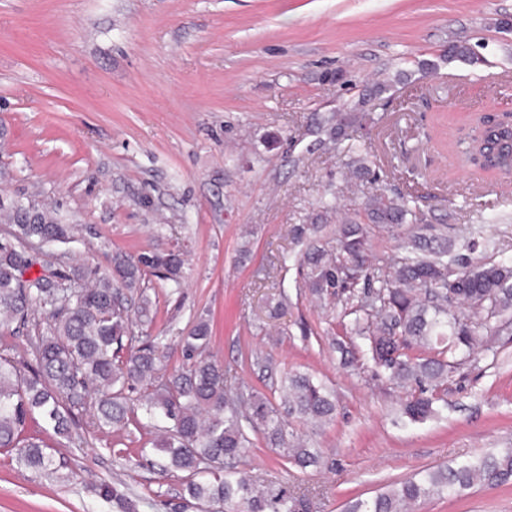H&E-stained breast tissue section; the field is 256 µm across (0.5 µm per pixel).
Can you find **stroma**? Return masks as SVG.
Instances as JSON below:
<instances>
[{"instance_id":"35a3bbf8","label":"stroma","mask_w":512,"mask_h":512,"mask_svg":"<svg viewBox=\"0 0 512 512\" xmlns=\"http://www.w3.org/2000/svg\"><path fill=\"white\" fill-rule=\"evenodd\" d=\"M506 17L512 0H0V194L50 203L81 226L71 266L185 252L179 293L145 279L147 331L172 345L170 367L206 313L211 352L242 385L270 397L294 371L333 388L335 420L302 429L324 453L320 470L293 467L257 435L244 465L275 485L322 489L313 512H346L428 467L512 448V334L485 337L451 375L439 418L402 423L405 389L371 362L342 364L338 312L277 259L299 252L291 230L326 189L344 213L387 186L418 191L449 229L505 232L512 260V178L476 172L454 149L471 113L512 110V31L496 26ZM460 40L488 66L449 60ZM400 71L406 84L371 103L378 177H355L335 146H316L315 123ZM92 414L79 410L74 440L29 424L61 476L0 448V512H117L94 492L103 482L137 512L179 496L186 475L159 472L145 421L101 432ZM417 512H512V484L434 496Z\"/></svg>"}]
</instances>
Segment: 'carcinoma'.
I'll return each instance as SVG.
<instances>
[{
	"instance_id": "carcinoma-1",
	"label": "carcinoma",
	"mask_w": 512,
	"mask_h": 512,
	"mask_svg": "<svg viewBox=\"0 0 512 512\" xmlns=\"http://www.w3.org/2000/svg\"><path fill=\"white\" fill-rule=\"evenodd\" d=\"M448 59L473 68L489 65L466 41L451 45ZM392 80L375 82L371 93L317 125L319 145L345 144L342 166L358 177L372 173L366 145L368 106L389 90ZM466 153L480 157L481 169L512 177V122L489 114L476 116L465 135ZM24 204L0 195V323L40 326L34 344L35 367L27 376L0 356V448L16 451L18 463L38 472L58 471L54 455L37 435H23L38 413L54 433L75 435L73 409L96 395L93 425L119 431L135 411L155 430L154 448L165 454L163 470L187 473L184 495L163 503L165 512H187L188 504H222L225 512H310L315 486L273 485L240 466L259 435L265 447L300 469L321 462L319 449L291 428V421L322 427L336 414L333 392L313 376L286 372L276 383L278 404L244 388L232 368L207 354L211 324L194 320L181 339L183 363L169 367L167 347L143 327L154 320L152 301L141 284L146 272L178 288L185 260L179 251L145 252L131 259L117 254L111 267L89 275L68 268L63 247L77 228L56 213L36 207L35 223H25ZM365 221L350 217L340 225L335 244L322 242L323 225L332 223L336 198L320 201L309 224L293 229L305 245L299 274L324 306L340 308L345 333L367 341V354L397 385L411 388L400 416L420 423L445 401L448 376L468 360L484 336L512 326V263L498 261L500 240L482 227L463 224L455 242L433 232L414 191L377 189L362 202ZM408 225L400 255L371 252L377 229ZM47 249L43 272L24 278L36 263L28 248ZM433 355H427V352ZM137 394L131 399V394ZM512 483V448L476 461L429 469L421 477L395 483L373 498L357 501L349 512H409L410 505L435 495H453L477 485Z\"/></svg>"
}]
</instances>
